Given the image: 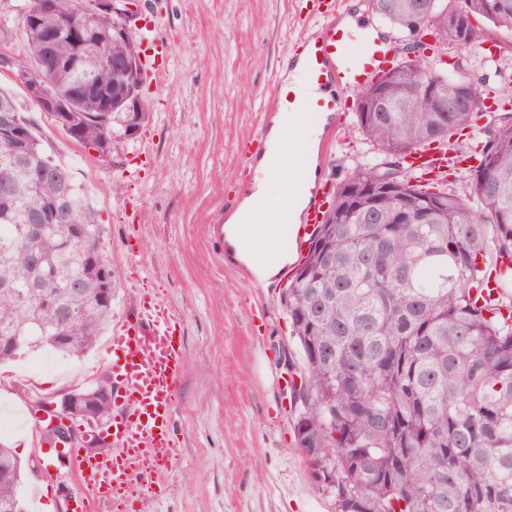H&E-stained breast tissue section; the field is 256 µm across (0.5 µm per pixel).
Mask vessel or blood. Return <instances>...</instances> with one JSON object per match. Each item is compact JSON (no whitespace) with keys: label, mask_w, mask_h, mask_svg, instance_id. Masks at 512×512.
<instances>
[{"label":"vessel or blood","mask_w":512,"mask_h":512,"mask_svg":"<svg viewBox=\"0 0 512 512\" xmlns=\"http://www.w3.org/2000/svg\"><path fill=\"white\" fill-rule=\"evenodd\" d=\"M321 17L311 36L293 41L288 58L300 64L319 94L311 100L284 101L271 90L265 110L281 120L288 136V159L294 168L308 164L306 140L289 115L314 113L322 124L319 157H326L349 109L348 96L374 83L396 67L395 46L368 18L349 21L342 0H304ZM413 166L441 174L463 168L466 158L457 149L444 155L415 154ZM327 191L313 190L301 214L298 241L312 237L325 215ZM179 318L161 300L145 295L134 318L112 329V398L124 409L112 418L116 452L89 457L72 450L77 486L83 503L108 500L114 512H132L137 495L162 492L174 466L176 435L170 417L184 372V348L178 336Z\"/></svg>","instance_id":"1"}]
</instances>
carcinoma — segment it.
Returning a JSON list of instances; mask_svg holds the SVG:
<instances>
[{
    "label": "carcinoma",
    "mask_w": 512,
    "mask_h": 512,
    "mask_svg": "<svg viewBox=\"0 0 512 512\" xmlns=\"http://www.w3.org/2000/svg\"><path fill=\"white\" fill-rule=\"evenodd\" d=\"M373 13L412 38L408 17L421 6L435 19L444 46L493 25L512 30V0H370ZM454 8L476 22H448ZM96 40L117 59L134 43L109 25H93ZM33 74L79 116L75 142L112 143L127 135L125 101L83 94L86 72L54 67L37 29H24ZM458 66L431 73L443 99L479 102L481 82L461 83ZM105 86L124 85L121 70H101ZM410 69H394L384 85L385 111L359 92L357 123L379 155L336 185L324 220L281 302L302 350L299 386H291L296 448L314 470L334 472L336 512H512V300L479 302L485 269L512 259V111L494 115L471 169L470 193L413 173L412 148L448 141L468 128L467 111L436 112L426 88L410 91ZM25 116L28 136L16 144L0 126V159L16 160L10 194L0 193V363L44 347L79 357L91 351L112 317L103 272L102 228L74 179L32 174L52 155L36 123L0 89V116ZM67 212L85 224L78 238L59 224L38 243L50 287L38 288L25 224ZM402 211L408 222L395 220ZM71 277L78 291L61 287ZM78 315L59 332L57 310ZM25 333L30 345L13 351L3 341ZM22 472L13 448L0 441V471Z\"/></svg>",
    "instance_id": "1"
}]
</instances>
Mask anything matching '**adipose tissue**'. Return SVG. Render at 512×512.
I'll return each instance as SVG.
<instances>
[{"label":"adipose tissue","mask_w":512,"mask_h":512,"mask_svg":"<svg viewBox=\"0 0 512 512\" xmlns=\"http://www.w3.org/2000/svg\"><path fill=\"white\" fill-rule=\"evenodd\" d=\"M254 179L259 196L266 199L268 207L264 214L265 229L263 244L269 254L267 261L256 262L253 256L254 244L248 217L254 210L253 200H245L224 226V241L229 253L251 270L257 282H265L272 277L285 262L286 256L278 249L280 230L283 224L297 220L305 199H297L293 208L280 207L278 188L287 182L292 170L288 162V142L284 139L280 126H273L267 141V154L258 159L254 167Z\"/></svg>","instance_id":"1"}]
</instances>
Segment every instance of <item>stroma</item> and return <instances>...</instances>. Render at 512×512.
<instances>
[{
	"label": "stroma",
	"mask_w": 512,
	"mask_h": 512,
	"mask_svg": "<svg viewBox=\"0 0 512 512\" xmlns=\"http://www.w3.org/2000/svg\"><path fill=\"white\" fill-rule=\"evenodd\" d=\"M146 22L168 50L147 80L150 117L110 157L73 142L39 117L44 146L69 167L103 228L112 265V321L131 318L144 289L155 290L181 319L185 370L172 412L178 434L163 496L144 495L137 512H336L294 446L295 414L283 393L288 364H301L282 286H256L237 261H224L209 227L226 221L224 195L242 176L241 149L259 135L264 100L290 41L317 22L291 0H150ZM449 62L472 79L497 69L512 76V54L452 50ZM347 112L322 168L341 182L374 146ZM109 336L83 358L47 349L0 369V408L16 418L0 440L30 444L20 493L25 505L82 512L78 489L59 490L57 449L35 401L94 384L111 370Z\"/></svg>",
	"instance_id": "35a3bbf8"
}]
</instances>
